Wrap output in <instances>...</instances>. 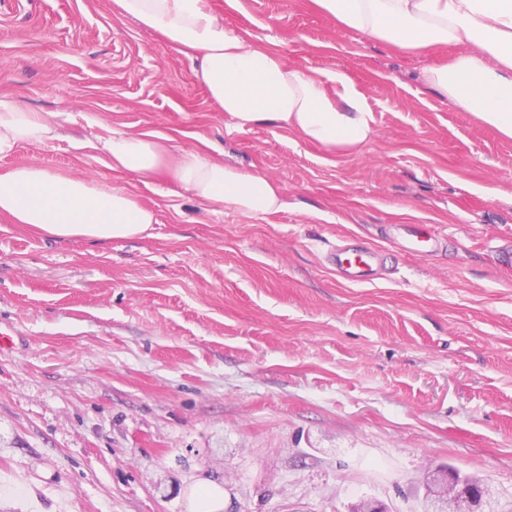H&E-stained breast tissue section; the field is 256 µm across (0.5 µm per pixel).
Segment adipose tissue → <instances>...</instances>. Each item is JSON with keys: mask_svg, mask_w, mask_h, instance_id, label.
I'll use <instances>...</instances> for the list:
<instances>
[{"mask_svg": "<svg viewBox=\"0 0 512 512\" xmlns=\"http://www.w3.org/2000/svg\"><path fill=\"white\" fill-rule=\"evenodd\" d=\"M114 2L122 15L195 62L197 78L236 129L282 126L332 153L368 143L373 113L349 72L311 74L288 65L279 52L225 28L210 0ZM311 2L340 30L400 51L458 47L448 61L424 70V85L512 139V0ZM61 136L59 113L0 100V157ZM103 148L112 170L146 184L168 175L207 206L255 218L286 206L282 186L266 175L206 151H174L164 134L115 133ZM0 214L52 238L98 241L146 237L157 222L154 209L124 186L64 177L35 164L0 171Z\"/></svg>", "mask_w": 512, "mask_h": 512, "instance_id": "1", "label": "adipose tissue"}]
</instances>
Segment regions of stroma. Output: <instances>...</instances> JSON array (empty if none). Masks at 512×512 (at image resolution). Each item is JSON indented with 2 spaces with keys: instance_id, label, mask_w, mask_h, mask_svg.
Wrapping results in <instances>:
<instances>
[{
  "instance_id": "obj_1",
  "label": "stroma",
  "mask_w": 512,
  "mask_h": 512,
  "mask_svg": "<svg viewBox=\"0 0 512 512\" xmlns=\"http://www.w3.org/2000/svg\"><path fill=\"white\" fill-rule=\"evenodd\" d=\"M289 65L349 71L374 114L360 151L285 127L234 129L193 61L113 0H0V99L57 112L38 164L125 185L151 236H43L0 216V512H423L453 467L512 512V139L422 82L454 48L406 54L337 32L310 0H214ZM210 142L284 188L262 218L168 178L112 170L101 141ZM396 224H429L434 255ZM381 247L373 283L325 261Z\"/></svg>"
}]
</instances>
